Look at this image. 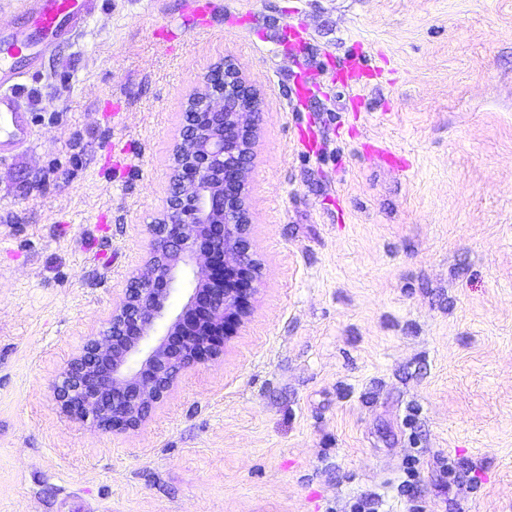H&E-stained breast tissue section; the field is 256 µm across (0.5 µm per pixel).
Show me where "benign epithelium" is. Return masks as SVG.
<instances>
[{
  "label": "benign epithelium",
  "instance_id": "1",
  "mask_svg": "<svg viewBox=\"0 0 512 512\" xmlns=\"http://www.w3.org/2000/svg\"><path fill=\"white\" fill-rule=\"evenodd\" d=\"M185 111L171 191L146 225L149 256L105 329L50 383L61 413L104 432L142 427L182 372L223 355L250 313L259 262L248 175L260 92L225 57L197 80ZM187 278L192 287L183 290ZM177 293L182 303L173 310Z\"/></svg>",
  "mask_w": 512,
  "mask_h": 512
}]
</instances>
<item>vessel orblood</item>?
<instances>
[{
  "instance_id": "1",
  "label": "vessel or blood",
  "mask_w": 512,
  "mask_h": 512,
  "mask_svg": "<svg viewBox=\"0 0 512 512\" xmlns=\"http://www.w3.org/2000/svg\"><path fill=\"white\" fill-rule=\"evenodd\" d=\"M98 7V0H24L16 31L0 35V162L30 142L28 112L19 93L28 68L71 42ZM279 41L291 60L311 51L303 23L282 26Z\"/></svg>"
}]
</instances>
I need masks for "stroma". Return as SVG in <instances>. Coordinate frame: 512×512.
Segmentation results:
<instances>
[{
    "instance_id": "obj_1",
    "label": "stroma",
    "mask_w": 512,
    "mask_h": 512,
    "mask_svg": "<svg viewBox=\"0 0 512 512\" xmlns=\"http://www.w3.org/2000/svg\"><path fill=\"white\" fill-rule=\"evenodd\" d=\"M99 0L24 80L0 164V512H512V0ZM325 70L291 96L280 28ZM231 56L264 107L261 263L224 356L137 432L49 390L149 250L185 98ZM359 58L361 83L332 80ZM392 152L394 161L374 154ZM459 462L448 482L442 460ZM278 39L281 44H284L285 57L293 62L305 58L311 51L307 27L302 22L282 26Z\"/></svg>"
}]
</instances>
